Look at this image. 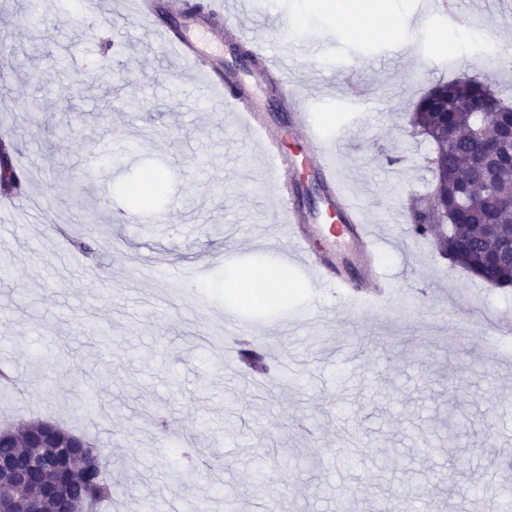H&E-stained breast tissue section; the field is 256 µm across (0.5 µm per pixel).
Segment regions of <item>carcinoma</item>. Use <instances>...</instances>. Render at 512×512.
Returning <instances> with one entry per match:
<instances>
[{"instance_id": "1", "label": "carcinoma", "mask_w": 512, "mask_h": 512, "mask_svg": "<svg viewBox=\"0 0 512 512\" xmlns=\"http://www.w3.org/2000/svg\"><path fill=\"white\" fill-rule=\"evenodd\" d=\"M412 133L425 137L433 146V192L445 205L438 207L448 232L440 235V245L457 259V265L471 276L498 288L512 287V263L491 265L488 256L498 249L497 238L487 234L485 224H498L512 229V164L489 168L487 150L495 143L499 127L512 125V107L505 104L490 88L481 74L464 75L441 81L417 99L408 113ZM490 176V187L482 190L484 176ZM0 185L20 190L25 183L10 163L9 154L0 146ZM432 218L431 197L425 204L410 207V223L415 232L427 235ZM43 421H31L15 431L0 430V450L19 456L39 452L27 447V441L39 432ZM183 455L190 467L208 472L214 462L202 448H186ZM51 479L69 485L85 503L86 512L112 497V482L105 469H86L77 460H67L52 472Z\"/></svg>"}]
</instances>
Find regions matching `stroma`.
Here are the masks:
<instances>
[{
    "mask_svg": "<svg viewBox=\"0 0 512 512\" xmlns=\"http://www.w3.org/2000/svg\"><path fill=\"white\" fill-rule=\"evenodd\" d=\"M240 23L261 37L292 28L297 78L322 68L316 117L340 139L337 166L371 223L385 225L378 262L407 279L383 309L324 317L336 296L284 262L276 198L257 148L235 118L203 108L185 65L122 9L102 18L63 0H0V132L29 165L38 208L0 238V369L27 396L0 397V427L51 419L92 438L112 477L98 512H402L424 488L434 512H490L512 488V341L485 347L491 323L512 324V288L473 280L435 235H404L410 196L432 189L429 146L405 109L440 80L484 72L512 104V70L479 56L455 65L446 25L424 60L380 64L400 35L343 23L307 0H242ZM154 174L146 206L128 194ZM59 192L48 195L46 185ZM99 225L95 252L76 243ZM283 264L279 310L245 306L258 335L210 344L225 310V254ZM209 265L198 288L173 293L151 275ZM312 364L316 386L280 380L278 361ZM464 419L448 423L449 411ZM215 461L187 472L188 444ZM356 445L339 468L336 448Z\"/></svg>",
    "mask_w": 512,
    "mask_h": 512,
    "instance_id": "1",
    "label": "stroma"
}]
</instances>
